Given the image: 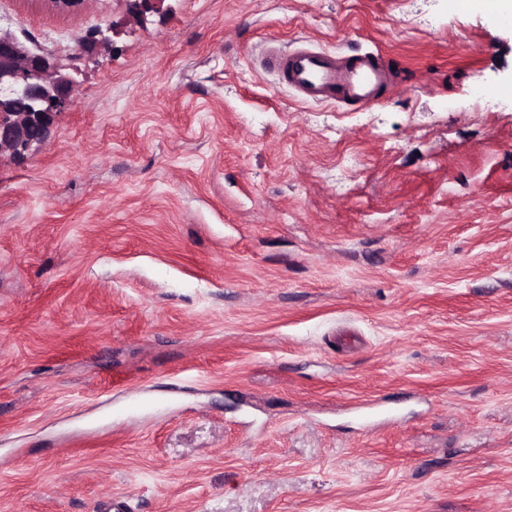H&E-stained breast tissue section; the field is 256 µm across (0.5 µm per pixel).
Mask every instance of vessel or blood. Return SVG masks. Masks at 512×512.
<instances>
[{
	"label": "vessel or blood",
	"mask_w": 512,
	"mask_h": 512,
	"mask_svg": "<svg viewBox=\"0 0 512 512\" xmlns=\"http://www.w3.org/2000/svg\"><path fill=\"white\" fill-rule=\"evenodd\" d=\"M262 62L264 68L279 71L304 102L367 106L400 83L397 71L374 53L346 56L308 41L286 51L267 43Z\"/></svg>",
	"instance_id": "b4317fda"
}]
</instances>
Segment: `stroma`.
I'll use <instances>...</instances> for the list:
<instances>
[{
  "label": "stroma",
  "mask_w": 512,
  "mask_h": 512,
  "mask_svg": "<svg viewBox=\"0 0 512 512\" xmlns=\"http://www.w3.org/2000/svg\"><path fill=\"white\" fill-rule=\"evenodd\" d=\"M108 28L0 158V512H512V15L0 0ZM302 39L403 86L301 102L256 54Z\"/></svg>",
  "instance_id": "stroma-1"
}]
</instances>
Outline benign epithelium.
<instances>
[{
  "instance_id": "obj_1",
  "label": "benign epithelium",
  "mask_w": 512,
  "mask_h": 512,
  "mask_svg": "<svg viewBox=\"0 0 512 512\" xmlns=\"http://www.w3.org/2000/svg\"><path fill=\"white\" fill-rule=\"evenodd\" d=\"M112 47V36L96 31L80 39L72 63L55 54L35 52L8 31L0 30V158L20 157L41 147L51 127L72 105L85 54Z\"/></svg>"
}]
</instances>
